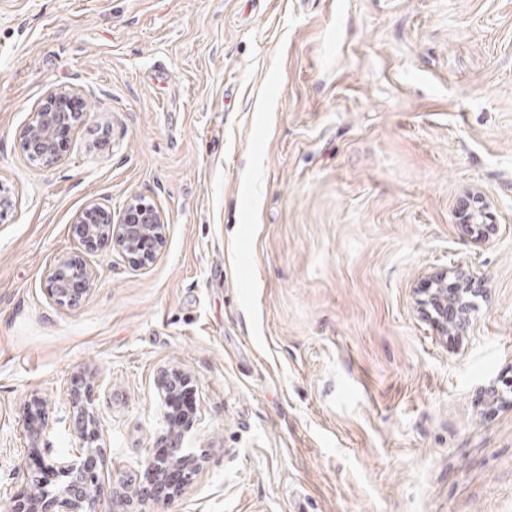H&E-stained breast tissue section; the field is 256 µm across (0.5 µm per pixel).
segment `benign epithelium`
I'll use <instances>...</instances> for the list:
<instances>
[{
    "label": "benign epithelium",
    "mask_w": 512,
    "mask_h": 512,
    "mask_svg": "<svg viewBox=\"0 0 512 512\" xmlns=\"http://www.w3.org/2000/svg\"><path fill=\"white\" fill-rule=\"evenodd\" d=\"M84 104L80 92L67 86H56L45 96L39 111L32 114L22 137L20 149L26 157L42 165L58 162L66 152L68 140L61 134L65 123L77 128L85 113L73 111L74 106ZM471 200L461 206L460 220L464 234L476 244L487 241L494 225L486 223V211L470 209ZM98 204L85 207L73 229L87 247L98 241L112 240L113 245L123 251L140 255L146 261L153 257L166 237V221L162 211L142 195H133L126 204L122 218L113 224H103ZM453 277V288H448V277ZM85 284L91 273L78 257L61 261L52 274V291L61 302H71L78 297L73 288L75 279ZM479 292V281L469 271L440 270L432 273L427 287L421 289L425 295L423 305L433 321L443 330H448V318H454L457 331L462 332L471 321L472 308L465 295ZM188 378L178 371L164 369L157 380L161 397L169 402L176 389ZM81 443L86 451L74 456L54 455L42 461L40 472L53 476L56 486L38 475L29 477L33 493L18 501L12 512H131L129 506H144L159 500L170 501L181 494L182 484L169 482L163 476L176 468L188 476L199 469L198 460L183 452L181 435L169 428L163 440L169 454L163 458H150L146 464L147 480L137 486L117 482L112 494L105 493L99 484L98 463L102 456L95 446L97 432L83 424Z\"/></svg>",
    "instance_id": "7a95c632"
}]
</instances>
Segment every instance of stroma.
<instances>
[{
  "label": "stroma",
  "instance_id": "1",
  "mask_svg": "<svg viewBox=\"0 0 512 512\" xmlns=\"http://www.w3.org/2000/svg\"><path fill=\"white\" fill-rule=\"evenodd\" d=\"M58 85L85 117L43 166L19 138ZM134 194L154 258L85 250L83 208ZM1 196L0 512L81 416L100 484L144 479L164 368L201 469L150 512H512V0H0ZM458 266L445 333L419 290ZM483 201L478 197L467 198L461 206L460 211V224L464 234L470 238V240L476 244H481L487 241L490 235L493 233L494 224H486V211L484 209H473L470 210V204L472 200ZM85 284L91 280V273L79 257H69L61 261L52 274L54 288L52 291L60 302H71L78 297V290L75 291L73 284L76 278ZM448 274H451L454 282L451 295H448ZM479 281L470 271L440 270L432 273L427 282V288L420 291L426 296L423 305L433 321L443 330L448 332V306L451 318H454L458 332H463L471 321L472 308L470 302L465 299L466 294L475 295L479 292ZM180 382H189V379L178 371L161 370L157 380V388L161 397L170 402L176 389L180 386ZM192 387L188 384L181 385L177 396L169 403L171 409L170 414L173 416L171 424H178L193 409L195 400L191 392Z\"/></svg>",
  "mask_w": 512,
  "mask_h": 512
}]
</instances>
